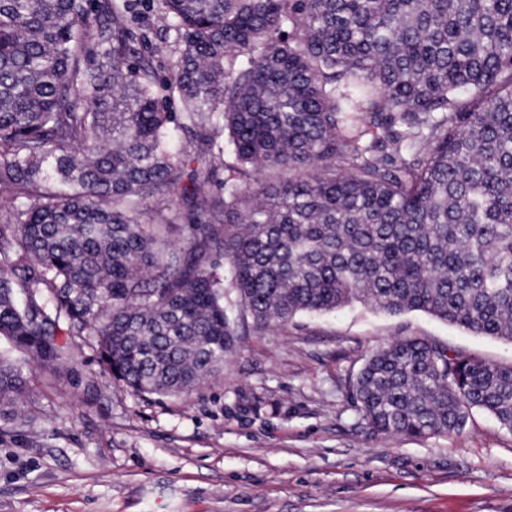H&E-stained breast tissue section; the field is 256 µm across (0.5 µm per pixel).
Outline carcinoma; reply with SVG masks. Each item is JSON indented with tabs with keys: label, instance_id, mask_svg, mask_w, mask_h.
<instances>
[{
	"label": "carcinoma",
	"instance_id": "obj_1",
	"mask_svg": "<svg viewBox=\"0 0 512 512\" xmlns=\"http://www.w3.org/2000/svg\"><path fill=\"white\" fill-rule=\"evenodd\" d=\"M158 2L0 0V422L76 337L137 395L214 375L226 265L259 329L358 302L512 342V0ZM173 197L186 246L142 223ZM348 392L377 434L512 431V365L415 336Z\"/></svg>",
	"mask_w": 512,
	"mask_h": 512
}]
</instances>
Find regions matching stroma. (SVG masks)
Instances as JSON below:
<instances>
[{"label":"stroma","instance_id":"stroma-1","mask_svg":"<svg viewBox=\"0 0 512 512\" xmlns=\"http://www.w3.org/2000/svg\"><path fill=\"white\" fill-rule=\"evenodd\" d=\"M238 333L220 372L138 396L90 347L26 368L27 425L0 435V512H512V431L472 410L454 432L375 435L348 392L366 358L417 336L498 364L512 343L363 304Z\"/></svg>","mask_w":512,"mask_h":512}]
</instances>
